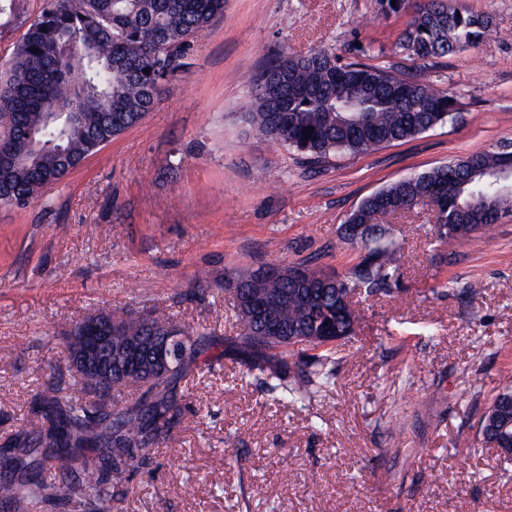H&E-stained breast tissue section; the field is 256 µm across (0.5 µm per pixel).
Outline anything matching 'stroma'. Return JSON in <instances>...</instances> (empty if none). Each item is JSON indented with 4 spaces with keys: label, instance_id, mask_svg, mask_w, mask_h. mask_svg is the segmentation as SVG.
Segmentation results:
<instances>
[{
    "label": "stroma",
    "instance_id": "35a3bbf8",
    "mask_svg": "<svg viewBox=\"0 0 512 512\" xmlns=\"http://www.w3.org/2000/svg\"><path fill=\"white\" fill-rule=\"evenodd\" d=\"M451 2L493 35L409 62L459 102L414 139L313 164L244 117L248 78L273 54L320 45L348 61L361 46L386 67L408 15L373 20L374 0H224L139 124L27 206L0 205V444L34 393L70 379L73 323L101 309L168 317L208 328L214 346L180 389L171 441L114 483L112 512H512V462L477 432L512 376V215L455 260L433 245L428 211L391 219L403 286L355 301L357 332L309 404H280L230 341L236 269L346 273L360 250L340 226L362 199L512 141V0ZM473 279L481 295L461 300Z\"/></svg>",
    "mask_w": 512,
    "mask_h": 512
}]
</instances>
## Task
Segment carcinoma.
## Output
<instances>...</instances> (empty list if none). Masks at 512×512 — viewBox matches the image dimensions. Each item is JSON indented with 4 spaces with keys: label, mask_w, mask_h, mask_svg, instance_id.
<instances>
[{
    "label": "carcinoma",
    "mask_w": 512,
    "mask_h": 512,
    "mask_svg": "<svg viewBox=\"0 0 512 512\" xmlns=\"http://www.w3.org/2000/svg\"><path fill=\"white\" fill-rule=\"evenodd\" d=\"M410 9L396 43V52L409 59L443 58L493 35L487 16L448 0L414 6L376 0L374 18ZM223 14L224 0H42L0 67V117L9 118L0 127V148L13 159L0 173V204L26 206L47 189L42 175L64 181L137 125L161 85L186 66L192 37ZM249 87L251 128L316 161L411 140L454 119L458 105L452 93L399 63L342 62L324 47L275 54L249 78ZM511 147L433 167L364 198L341 225L344 240L362 252L343 276L308 265L282 267L265 278L250 268L234 272L230 282L256 301L236 311L234 342L249 373L284 403L311 402L335 376V351L311 343L298 348L289 337L319 335L327 313L336 335L352 336L359 318L345 298L390 295L402 287L400 248L384 227L390 217L429 205L436 245L482 239L512 211V188L498 176ZM259 312L278 322V337L258 335ZM98 315L127 336L148 339L166 325L183 339L172 346L168 365L146 380L129 379L117 367L101 393L91 386L80 396L74 384L57 381L35 396L25 424L0 447V502L18 512H33L51 498L55 484L42 477L46 468L75 507L109 512L113 481L147 466L154 449L171 439L182 415L177 386L200 369L211 344L207 329L190 331L171 319ZM132 386L143 389L140 400L117 403L118 393ZM511 395L507 381L487 403L479 435L512 425V408L503 404Z\"/></svg>",
    "instance_id": "obj_1"
}]
</instances>
